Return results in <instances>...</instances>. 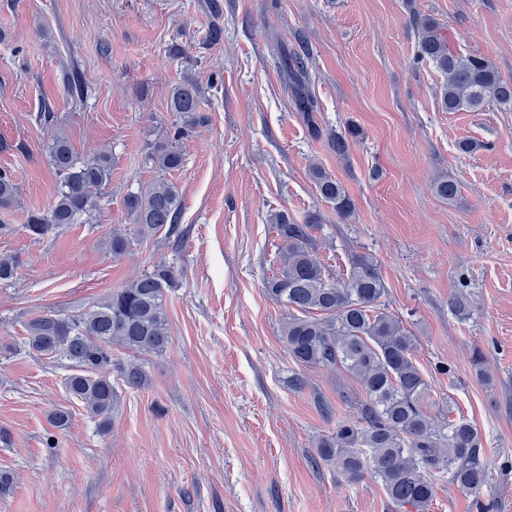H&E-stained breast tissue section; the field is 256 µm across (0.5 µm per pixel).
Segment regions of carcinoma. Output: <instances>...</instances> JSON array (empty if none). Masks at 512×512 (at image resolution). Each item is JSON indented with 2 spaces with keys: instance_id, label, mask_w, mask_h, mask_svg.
Wrapping results in <instances>:
<instances>
[{
  "instance_id": "obj_1",
  "label": "carcinoma",
  "mask_w": 512,
  "mask_h": 512,
  "mask_svg": "<svg viewBox=\"0 0 512 512\" xmlns=\"http://www.w3.org/2000/svg\"><path fill=\"white\" fill-rule=\"evenodd\" d=\"M411 24L418 34V60L430 63L444 76L441 105L445 111L482 112L493 106H512V81L502 78L485 58L451 50L443 27L430 15L415 12ZM310 55L304 43L292 50L280 48L279 67L286 89L309 135L326 137L330 150L344 157L359 132L354 127L322 132L315 118L318 102L308 86ZM201 99V88L192 78L172 89L170 109L180 122L171 138L148 152L161 176L148 189L126 197L133 229H112L107 241L112 256L129 252L132 233L143 239L164 228L179 231L181 198L165 174L183 164L179 141L207 120L200 111ZM49 162L58 179L53 202L46 211L29 212L24 224L35 239L52 229L85 221L98 205L112 169L108 152L81 158L62 134L52 139ZM309 176L321 199L340 218H348L353 202L342 183L320 166L311 167ZM433 189L438 198L450 203L458 197L456 181L447 176L436 178ZM17 200L18 186L11 173L0 169V209L13 207ZM320 221L317 213L301 222L285 211L272 215L271 223L281 240V265L265 281L271 298L297 311L283 328L291 360L301 368L343 370L365 394L354 414L319 441L311 465L330 466L349 483L374 478L394 506H409L414 512L428 510L439 481L479 496L489 482L481 434L465 418L441 422L428 414L425 401L430 385L415 362L414 337L379 309L385 286L376 262L370 256L356 255L347 278L335 279L315 247L313 232ZM175 280L174 266L159 264L77 317L47 312L26 325L25 347L67 362L72 368L65 382L67 390L103 432L117 405L112 346L140 354L160 353L168 346L164 297ZM448 306L462 319L470 315V301L462 291L449 299ZM119 371L130 389L148 384L139 363L131 362Z\"/></svg>"
}]
</instances>
